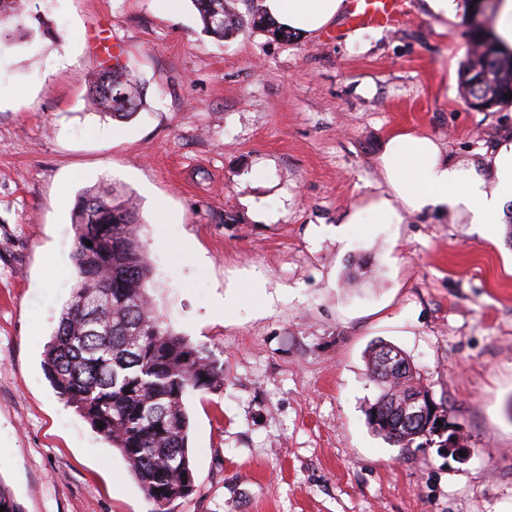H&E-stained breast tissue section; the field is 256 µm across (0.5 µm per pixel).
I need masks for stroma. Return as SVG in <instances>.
Instances as JSON below:
<instances>
[{
	"mask_svg": "<svg viewBox=\"0 0 512 512\" xmlns=\"http://www.w3.org/2000/svg\"><path fill=\"white\" fill-rule=\"evenodd\" d=\"M49 36L0 54V484L23 512H152L121 453L53 390L45 345L74 277L71 213L136 203L158 309L224 367L187 398L195 490L170 512H512V244L435 213L346 218L411 131L455 161L512 137L470 109V18L425 0L369 40L260 27L217 39L192 0H30ZM127 66L145 106L100 112ZM234 310H216L229 292ZM384 340L445 400L469 454L374 435L364 353ZM135 75L117 64L110 76L101 70L91 85L89 92L112 117L126 119L143 107V99Z\"/></svg>",
	"mask_w": 512,
	"mask_h": 512,
	"instance_id": "1",
	"label": "stroma"
}]
</instances>
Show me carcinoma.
<instances>
[{
  "label": "carcinoma",
  "instance_id": "1",
  "mask_svg": "<svg viewBox=\"0 0 512 512\" xmlns=\"http://www.w3.org/2000/svg\"><path fill=\"white\" fill-rule=\"evenodd\" d=\"M203 30L217 37L243 28L224 0H193ZM45 22L0 0V50L15 45V33ZM460 78L470 108L488 111L512 93V56L493 40L473 46ZM89 92L113 117L126 119L143 107L139 81L122 66L100 71ZM75 270L69 299L44 352V369L55 392L116 448L154 505L169 512L194 491L186 396L218 390L224 368L204 345L177 332L149 293L153 270L133 205L88 191L73 211ZM91 245H86V242ZM383 341L366 350L370 379L382 393L367 409L370 428L393 446L422 448L439 430L405 426L401 402L429 389L409 357L386 366Z\"/></svg>",
  "mask_w": 512,
  "mask_h": 512
}]
</instances>
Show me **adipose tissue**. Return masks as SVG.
Segmentation results:
<instances>
[{"mask_svg": "<svg viewBox=\"0 0 512 512\" xmlns=\"http://www.w3.org/2000/svg\"><path fill=\"white\" fill-rule=\"evenodd\" d=\"M347 0H261L266 18L288 33L314 37L336 24ZM386 191L355 209L351 224H398L403 213H449L469 224L512 221V140L480 162L451 161L431 137L403 132L380 157Z\"/></svg>", "mask_w": 512, "mask_h": 512, "instance_id": "adipose-tissue-1", "label": "adipose tissue"}]
</instances>
